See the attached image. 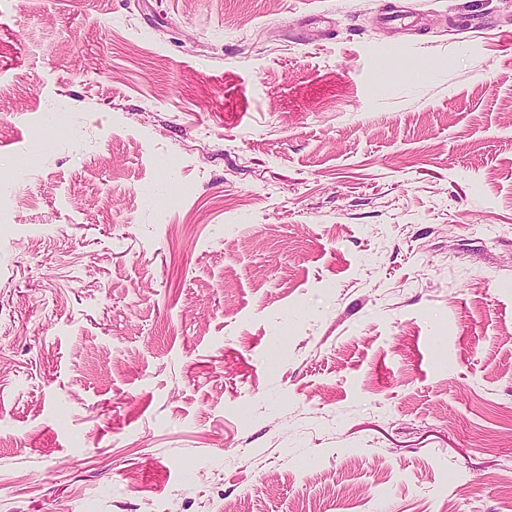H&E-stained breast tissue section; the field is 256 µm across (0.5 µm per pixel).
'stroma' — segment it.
<instances>
[{"label":"stroma","mask_w":512,"mask_h":512,"mask_svg":"<svg viewBox=\"0 0 512 512\" xmlns=\"http://www.w3.org/2000/svg\"><path fill=\"white\" fill-rule=\"evenodd\" d=\"M0 512H512V0H0Z\"/></svg>","instance_id":"1"}]
</instances>
